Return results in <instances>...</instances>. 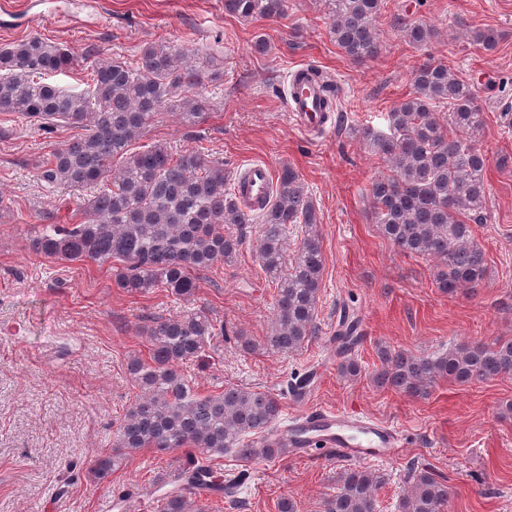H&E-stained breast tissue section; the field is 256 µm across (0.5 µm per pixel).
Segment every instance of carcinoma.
I'll return each instance as SVG.
<instances>
[{"label":"carcinoma","instance_id":"1","mask_svg":"<svg viewBox=\"0 0 512 512\" xmlns=\"http://www.w3.org/2000/svg\"><path fill=\"white\" fill-rule=\"evenodd\" d=\"M286 0H224V12L241 20L284 13ZM329 32L351 60L374 59L381 46L376 22L382 0H325ZM414 46L427 45L436 30L399 19ZM90 83L67 88L58 82L76 68ZM203 73L188 52L169 41L145 43L134 62L28 37L0 45V113L51 134L68 126L84 134L57 149L39 166L50 188L84 192L75 224H43L31 250L46 258L109 265L116 285L129 294L163 287L185 300L200 288L197 272L219 262L232 264L251 235L266 279L276 289V309L263 347L294 352L318 332V303L325 259L320 217L298 173L281 168L274 197L253 225L228 187L224 163L187 149L136 145L163 111L187 127L202 122L209 101ZM448 106L439 112L437 105ZM388 132L355 126L352 134L385 163L389 174L368 192L373 223L401 253L438 264L436 285L450 294L474 292L485 278V253L475 243L474 224L488 207L487 163L474 146L483 126V107L471 86L448 65L430 59L413 73L412 92L386 113ZM301 241L288 254V225ZM148 357L132 355L127 371L139 390L113 430L112 452L93 464L107 480L143 448L188 453L173 470L155 477L161 512H188L189 500L206 487L224 492V474L214 459L232 452L256 457L254 439L272 429L279 399L264 391L227 386L202 396L181 367L218 352L216 336L230 340L204 311L158 318L144 327ZM374 380L411 397H425L439 379L460 384L512 375V339L466 344L437 356L378 348ZM380 477L368 469L345 472L325 512H377ZM445 480L421 469L400 512H444Z\"/></svg>","mask_w":512,"mask_h":512}]
</instances>
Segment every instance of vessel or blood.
Segmentation results:
<instances>
[{
    "mask_svg": "<svg viewBox=\"0 0 512 512\" xmlns=\"http://www.w3.org/2000/svg\"><path fill=\"white\" fill-rule=\"evenodd\" d=\"M323 93L319 84L295 80L287 99L291 122L305 132L324 129ZM273 186L269 165L255 163L239 169L235 195L243 209L258 213L271 201ZM267 444L286 449L292 459L310 456L323 448L349 463H374L395 457L401 448L398 430L385 421L356 413L346 414L328 408H316L290 417L287 427L266 434Z\"/></svg>",
    "mask_w": 512,
    "mask_h": 512,
    "instance_id": "1",
    "label": "vessel or blood"
}]
</instances>
